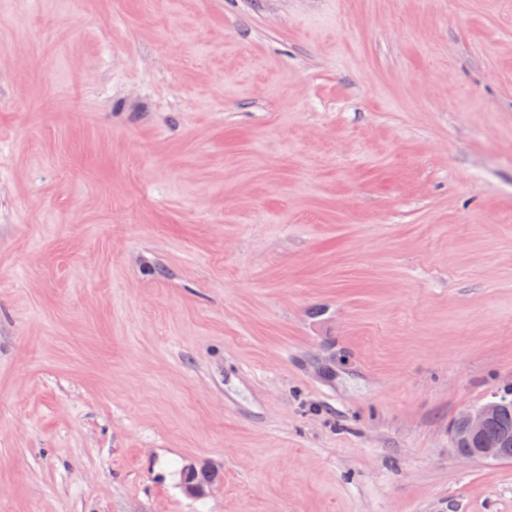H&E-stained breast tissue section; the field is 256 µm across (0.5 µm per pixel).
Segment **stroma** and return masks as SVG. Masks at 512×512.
Wrapping results in <instances>:
<instances>
[{"label":"stroma","instance_id":"1","mask_svg":"<svg viewBox=\"0 0 512 512\" xmlns=\"http://www.w3.org/2000/svg\"><path fill=\"white\" fill-rule=\"evenodd\" d=\"M510 384L512 0H0V512H512ZM500 402L498 395L482 406L466 408L459 414L451 433L455 450L460 457L485 461H498L504 457L503 448H482V446L498 443L506 434L512 437V398L503 401L502 405ZM484 428L485 431L482 434ZM480 435V439L466 445L471 439L478 438ZM465 445L466 448H478V452L462 451L461 448Z\"/></svg>","mask_w":512,"mask_h":512}]
</instances>
